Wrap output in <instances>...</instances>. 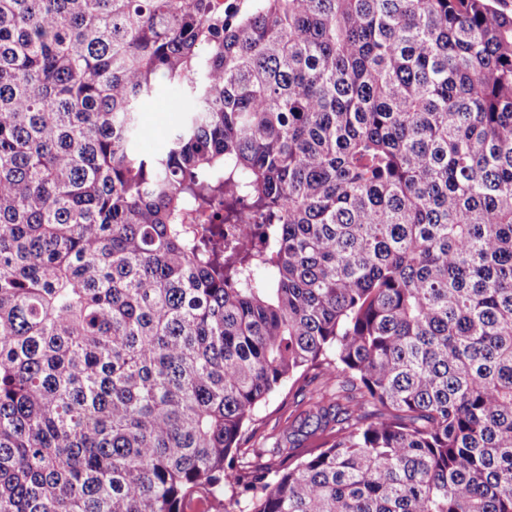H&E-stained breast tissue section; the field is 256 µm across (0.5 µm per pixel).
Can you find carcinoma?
<instances>
[{"instance_id":"1","label":"carcinoma","mask_w":512,"mask_h":512,"mask_svg":"<svg viewBox=\"0 0 512 512\" xmlns=\"http://www.w3.org/2000/svg\"><path fill=\"white\" fill-rule=\"evenodd\" d=\"M222 2L0 0V512H512V14ZM180 103L181 94L177 89L163 87L142 103L140 120L145 132L141 144L143 151L160 153L167 148L171 131L183 119V112H175ZM301 396L295 398L288 397V383L285 387L273 393L265 403L261 405L258 411L257 430L254 436L245 444L247 448H263L267 454L272 448H275L279 442H285L288 437V418L293 410L296 409V401Z\"/></svg>"}]
</instances>
